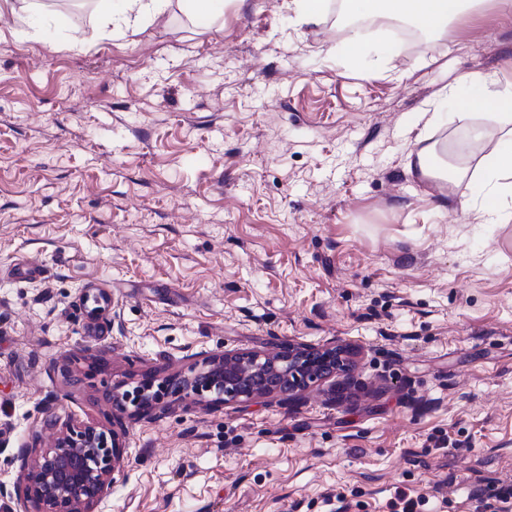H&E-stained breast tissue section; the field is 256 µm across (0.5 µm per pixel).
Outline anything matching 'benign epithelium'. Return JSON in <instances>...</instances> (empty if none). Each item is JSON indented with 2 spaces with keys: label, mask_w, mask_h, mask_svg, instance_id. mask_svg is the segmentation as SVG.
I'll use <instances>...</instances> for the list:
<instances>
[{
  "label": "benign epithelium",
  "mask_w": 512,
  "mask_h": 512,
  "mask_svg": "<svg viewBox=\"0 0 512 512\" xmlns=\"http://www.w3.org/2000/svg\"><path fill=\"white\" fill-rule=\"evenodd\" d=\"M352 352L336 341L315 347L288 343L273 353L234 350L209 355L165 385L178 400L235 405L278 394L290 400L337 373L351 370ZM154 381L144 379L131 391L115 384L112 405L123 415L145 416L160 403ZM124 444L119 432L70 420L48 448L25 449L16 491L34 512H95L120 472Z\"/></svg>",
  "instance_id": "obj_1"
}]
</instances>
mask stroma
Instances as JSON below:
<instances>
[{
	"instance_id": "1",
	"label": "stroma",
	"mask_w": 512,
	"mask_h": 512,
	"mask_svg": "<svg viewBox=\"0 0 512 512\" xmlns=\"http://www.w3.org/2000/svg\"><path fill=\"white\" fill-rule=\"evenodd\" d=\"M83 48L0 17V512L21 448L112 426L107 385L198 355L352 347L358 388L289 402H171L124 418L98 512H495L512 492V222L410 171L418 112L471 142L445 89L512 66V9L421 33L367 71L335 10L239 0L209 27L170 10ZM33 261L42 274L15 273ZM288 8L307 21H316L323 17L328 8L327 0H290Z\"/></svg>"
}]
</instances>
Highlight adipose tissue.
I'll use <instances>...</instances> for the list:
<instances>
[{"instance_id": "adipose-tissue-1", "label": "adipose tissue", "mask_w": 512, "mask_h": 512, "mask_svg": "<svg viewBox=\"0 0 512 512\" xmlns=\"http://www.w3.org/2000/svg\"><path fill=\"white\" fill-rule=\"evenodd\" d=\"M234 0H91L93 12L104 24L120 22L123 30L139 32L153 23L170 7L198 24H209L223 18ZM488 0H342V11L349 17L403 19L427 33L447 28L456 19L481 10ZM25 15L33 39L52 40L54 35L71 31L66 14L55 12L44 16L34 0H0V16ZM454 103L456 120L471 128L474 140L485 134L476 129L475 107H485L486 120L503 125L504 130L491 148L478 160L468 185L479 219L488 223L512 220V76H487L478 72L457 75L446 92ZM424 127L415 140L416 169L421 179L448 182L450 164L446 147L432 142L428 131L435 123L432 115L420 113Z\"/></svg>"}]
</instances>
